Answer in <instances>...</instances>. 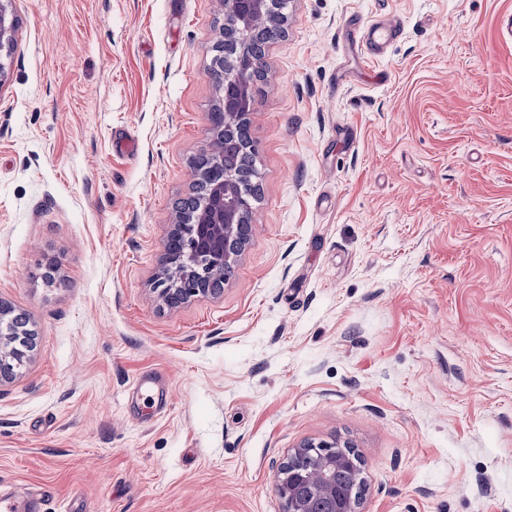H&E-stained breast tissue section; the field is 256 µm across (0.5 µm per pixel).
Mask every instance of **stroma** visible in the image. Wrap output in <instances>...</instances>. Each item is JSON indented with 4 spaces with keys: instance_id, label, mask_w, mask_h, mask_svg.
I'll list each match as a JSON object with an SVG mask.
<instances>
[{
    "instance_id": "obj_1",
    "label": "stroma",
    "mask_w": 512,
    "mask_h": 512,
    "mask_svg": "<svg viewBox=\"0 0 512 512\" xmlns=\"http://www.w3.org/2000/svg\"><path fill=\"white\" fill-rule=\"evenodd\" d=\"M11 8L0 301L38 339L0 384V482L47 512H282L278 465L338 441L362 512H512V0H287L247 116L253 235L176 308L154 281L222 0ZM378 17L401 35L367 64L349 23Z\"/></svg>"
}]
</instances>
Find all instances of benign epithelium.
I'll return each instance as SVG.
<instances>
[{"label":"benign epithelium","mask_w":512,"mask_h":512,"mask_svg":"<svg viewBox=\"0 0 512 512\" xmlns=\"http://www.w3.org/2000/svg\"><path fill=\"white\" fill-rule=\"evenodd\" d=\"M11 0H0V53L11 51L15 42L16 19L9 9ZM277 0H224V17L233 22L252 23L274 9ZM244 30H237L231 43L216 44L212 60L213 73L220 80L222 103L209 113L214 132L219 133L239 124L246 113L240 83L251 74L256 64L246 56ZM240 52L241 62L234 69H224V50ZM196 180L209 179L212 198L208 208L192 216L195 224L193 241L182 248H166L157 281L171 274L179 275L178 287L157 289L159 299L170 307L179 306L193 296L220 292L219 286L229 276L235 258L248 243L253 226L245 223L250 211L240 186V177L224 168V159L210 157L195 172ZM13 309L0 303V371L17 370L30 351L32 335L12 318ZM354 473L348 488L343 478ZM362 462L348 443L306 442L288 454V460L276 473L275 490L282 512H361L364 495Z\"/></svg>","instance_id":"1"}]
</instances>
